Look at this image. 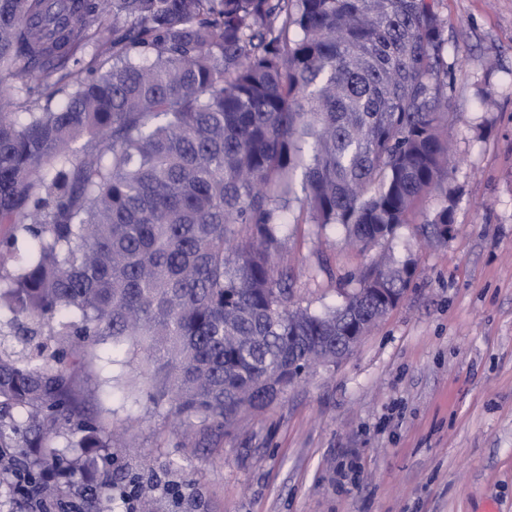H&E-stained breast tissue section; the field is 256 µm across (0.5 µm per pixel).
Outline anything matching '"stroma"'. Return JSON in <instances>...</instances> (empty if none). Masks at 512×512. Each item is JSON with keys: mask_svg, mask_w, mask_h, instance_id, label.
<instances>
[{"mask_svg": "<svg viewBox=\"0 0 512 512\" xmlns=\"http://www.w3.org/2000/svg\"><path fill=\"white\" fill-rule=\"evenodd\" d=\"M453 168L412 223L368 248L306 224L282 246L294 299L343 303L370 266L412 264L400 303L348 357L224 431L185 434L139 358H90L82 406L120 432L151 512H512V0H438ZM453 231L419 229L445 203Z\"/></svg>", "mask_w": 512, "mask_h": 512, "instance_id": "stroma-1", "label": "stroma"}]
</instances>
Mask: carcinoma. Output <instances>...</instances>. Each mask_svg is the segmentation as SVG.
I'll return each instance as SVG.
<instances>
[{
  "label": "carcinoma",
  "instance_id": "1",
  "mask_svg": "<svg viewBox=\"0 0 512 512\" xmlns=\"http://www.w3.org/2000/svg\"><path fill=\"white\" fill-rule=\"evenodd\" d=\"M436 0H0V448L67 483L116 464L80 409L89 349L142 354L149 400L224 429L336 358L280 269L292 203L368 247L449 170ZM73 89L51 105L56 87ZM246 226L242 240L238 227ZM33 241L22 261L17 234ZM79 457L53 447L63 431Z\"/></svg>",
  "mask_w": 512,
  "mask_h": 512
}]
</instances>
